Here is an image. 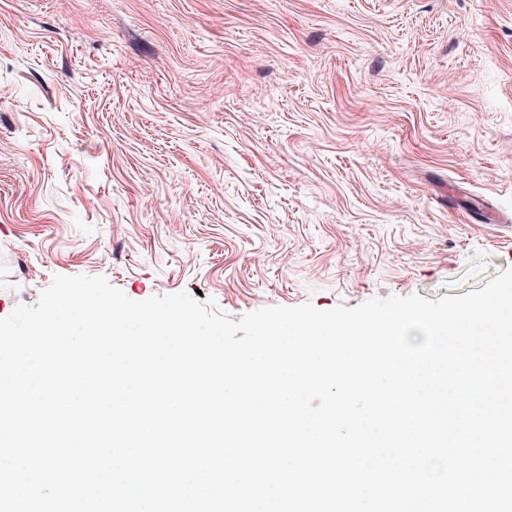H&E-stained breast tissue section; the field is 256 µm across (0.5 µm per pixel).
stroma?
Segmentation results:
<instances>
[{
	"label": "stroma",
	"instance_id": "obj_1",
	"mask_svg": "<svg viewBox=\"0 0 512 512\" xmlns=\"http://www.w3.org/2000/svg\"><path fill=\"white\" fill-rule=\"evenodd\" d=\"M512 268V0H0V318L105 276L239 320Z\"/></svg>",
	"mask_w": 512,
	"mask_h": 512
}]
</instances>
